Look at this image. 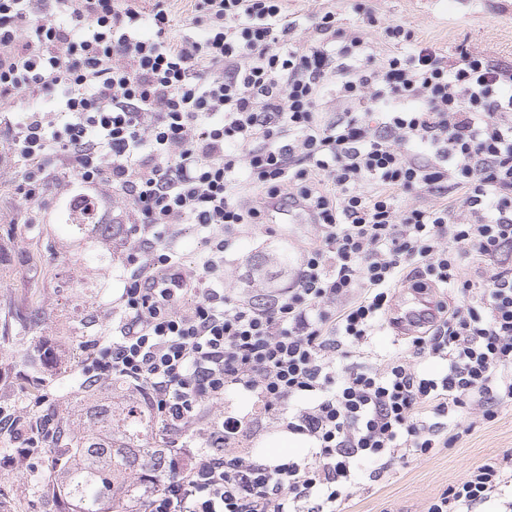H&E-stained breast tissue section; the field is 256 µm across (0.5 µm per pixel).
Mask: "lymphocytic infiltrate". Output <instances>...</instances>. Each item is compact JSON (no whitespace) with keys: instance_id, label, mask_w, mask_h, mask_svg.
I'll use <instances>...</instances> for the list:
<instances>
[{"instance_id":"obj_1","label":"lymphocytic infiltrate","mask_w":512,"mask_h":512,"mask_svg":"<svg viewBox=\"0 0 512 512\" xmlns=\"http://www.w3.org/2000/svg\"><path fill=\"white\" fill-rule=\"evenodd\" d=\"M0 0V140L34 209L72 182L120 203L137 252L120 316L86 383L147 394L171 478L138 512H340L366 480L437 450L512 404V67L446 58L363 11L378 52L315 14L295 44L284 0ZM350 111L323 120L328 88ZM417 204L400 207L402 196ZM314 233L287 288L259 304L224 286L235 231L271 209ZM205 243L184 267L168 231ZM450 292L404 348L396 290ZM440 362L441 372L420 359ZM232 390L254 410L218 420ZM299 438L295 457L242 438ZM53 414L0 407V433L54 443ZM512 488V460L471 468L426 512H471Z\"/></svg>"}]
</instances>
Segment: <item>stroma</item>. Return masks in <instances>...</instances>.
Wrapping results in <instances>:
<instances>
[{
    "instance_id": "stroma-1",
    "label": "stroma",
    "mask_w": 512,
    "mask_h": 512,
    "mask_svg": "<svg viewBox=\"0 0 512 512\" xmlns=\"http://www.w3.org/2000/svg\"><path fill=\"white\" fill-rule=\"evenodd\" d=\"M372 8L383 21L404 24L419 41L445 53L456 47L512 67V0H331L344 34H358L379 45V29L359 27L355 4ZM13 167L0 160V406L33 407L41 393L52 396L51 412L68 417L73 433L93 426L94 407L122 404L131 393L112 381L84 390L75 386L96 341L112 325L113 302L121 286L116 275L129 266L133 246L116 243L111 257L96 262L76 259L66 233L75 185L51 186L36 223L14 200ZM312 232L307 224L247 225L239 228L235 248L224 263V285L262 302L287 286V274H274L266 286L249 276L254 256L297 257ZM39 296L42 320L25 318L31 296ZM512 457V406L490 423L461 434L453 447L393 470L373 487L358 491L349 512H425L430 500L460 482L467 471L489 460ZM48 450L25 455L9 435H0V512H69L60 500L25 494L30 474H48Z\"/></svg>"
}]
</instances>
